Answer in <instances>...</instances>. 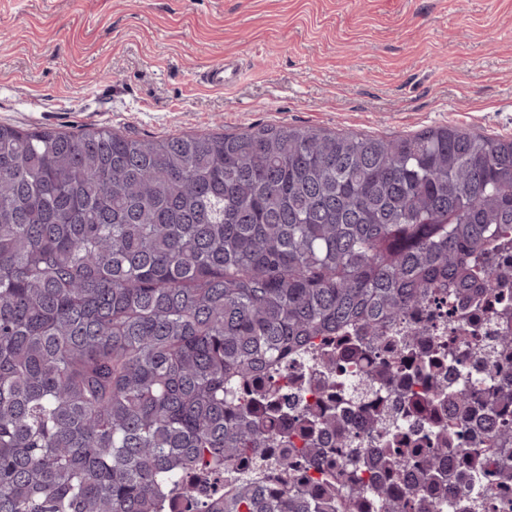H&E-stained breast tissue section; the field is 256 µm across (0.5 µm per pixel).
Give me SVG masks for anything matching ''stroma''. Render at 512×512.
<instances>
[{"label":"stroma","mask_w":512,"mask_h":512,"mask_svg":"<svg viewBox=\"0 0 512 512\" xmlns=\"http://www.w3.org/2000/svg\"><path fill=\"white\" fill-rule=\"evenodd\" d=\"M1 123L512 136V0H0ZM203 74L206 82L216 87H224L233 83L236 76L235 68L227 59L209 66Z\"/></svg>","instance_id":"stroma-1"}]
</instances>
